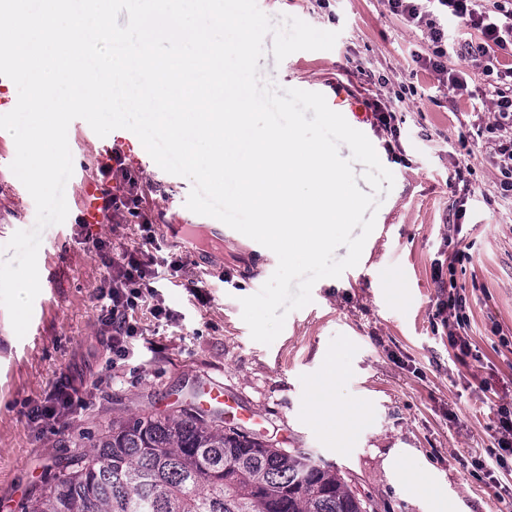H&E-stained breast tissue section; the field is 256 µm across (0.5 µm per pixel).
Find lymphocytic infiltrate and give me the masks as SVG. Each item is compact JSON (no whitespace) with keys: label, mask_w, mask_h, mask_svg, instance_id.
Masks as SVG:
<instances>
[{"label":"lymphocytic infiltrate","mask_w":512,"mask_h":512,"mask_svg":"<svg viewBox=\"0 0 512 512\" xmlns=\"http://www.w3.org/2000/svg\"><path fill=\"white\" fill-rule=\"evenodd\" d=\"M389 11L408 25L426 29L431 42L428 55L416 61L438 83L451 89L467 86V62L484 59L482 97L495 109L491 133L497 136V165L503 192L512 191V0H385ZM457 29H449V21ZM477 31V38L459 35V28ZM104 183L105 216L130 218L143 239L140 248L110 260V272L96 299L100 317L111 328L107 349L125 360L132 356L130 340L138 335L136 312L157 293V254L165 244L158 238L155 218L146 205L141 180L127 165L121 149L108 152L97 164Z\"/></svg>","instance_id":"1"}]
</instances>
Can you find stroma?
Returning a JSON list of instances; mask_svg holds the SVG:
<instances>
[{
  "instance_id": "35a3bbf8",
  "label": "stroma",
  "mask_w": 512,
  "mask_h": 512,
  "mask_svg": "<svg viewBox=\"0 0 512 512\" xmlns=\"http://www.w3.org/2000/svg\"><path fill=\"white\" fill-rule=\"evenodd\" d=\"M271 18L297 17L338 32L332 49L298 51L282 62L259 61L263 80L280 88L323 83L359 101L415 90L397 114L400 147L387 148L372 133L394 187L382 195L376 231L368 238L353 279L324 278L312 301L291 312L269 345L252 339L241 298L255 294L277 267L269 249L234 232L224 241L223 270L209 273V258L171 244L180 271L166 270L158 299L173 319L140 314L135 358L109 368L97 288L106 258L142 245L136 225L122 219L82 225L80 185L67 181L68 216L44 229L38 252L43 280L28 331L17 337L0 306V512L44 491L57 464L77 444L126 414L179 409L204 381L224 383L245 410L264 419L262 438L276 448H301L336 466L352 491L375 512H512V456L496 465L497 418L491 405L512 407V197H503L496 141L487 134L494 107L478 99L482 61L468 68V87L451 90L413 62L428 54L423 30L406 25L383 0H257ZM68 144L87 179L106 150L120 147L141 173L158 235L171 224L205 223L185 206L189 179L163 171L127 129L106 137L73 120ZM427 138H420V131ZM473 134V151L459 132ZM467 168L458 180L459 168ZM467 197L462 233L448 216ZM36 205L8 164L0 161V260L19 230L32 229ZM471 260L457 269L456 290L467 301L468 354L449 343L441 301L447 289L434 265L456 249ZM201 290H193L194 282ZM338 354L332 395L346 407L365 408L349 428L310 411L312 390L325 358ZM69 374L78 398L59 418L32 424L28 411ZM425 477L428 492L412 487Z\"/></svg>"
}]
</instances>
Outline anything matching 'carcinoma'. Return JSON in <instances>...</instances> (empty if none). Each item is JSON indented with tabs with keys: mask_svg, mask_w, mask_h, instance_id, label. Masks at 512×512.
<instances>
[{
	"mask_svg": "<svg viewBox=\"0 0 512 512\" xmlns=\"http://www.w3.org/2000/svg\"><path fill=\"white\" fill-rule=\"evenodd\" d=\"M63 469L25 512H375L333 466L191 403L112 422Z\"/></svg>",
	"mask_w": 512,
	"mask_h": 512,
	"instance_id": "obj_1",
	"label": "carcinoma"
}]
</instances>
